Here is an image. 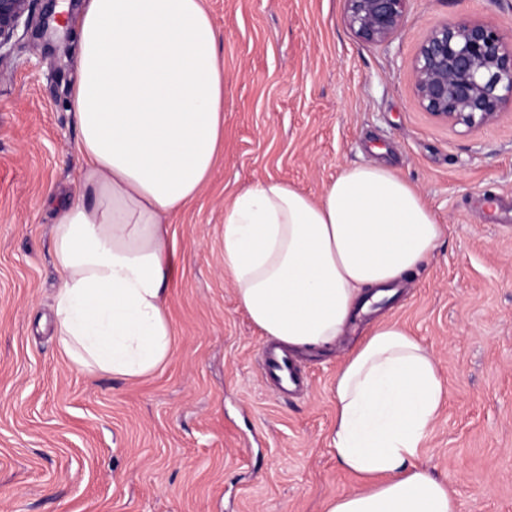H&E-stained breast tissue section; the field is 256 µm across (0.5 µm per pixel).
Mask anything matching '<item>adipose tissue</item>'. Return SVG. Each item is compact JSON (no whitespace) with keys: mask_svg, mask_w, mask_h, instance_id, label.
<instances>
[{"mask_svg":"<svg viewBox=\"0 0 512 512\" xmlns=\"http://www.w3.org/2000/svg\"><path fill=\"white\" fill-rule=\"evenodd\" d=\"M70 105L83 159L56 206L58 343L78 370L126 378L169 358L174 271L168 229L196 198L224 140V70L202 0H82ZM444 230L419 190L379 162L348 166L314 198L273 179L224 211V267L240 307L293 353L333 346L366 296L382 297L434 252ZM332 443L367 489L323 512H458L415 463L443 384L406 329L381 323L336 375Z\"/></svg>","mask_w":512,"mask_h":512,"instance_id":"1","label":"adipose tissue"}]
</instances>
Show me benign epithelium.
I'll return each instance as SVG.
<instances>
[{
    "label": "benign epithelium",
    "instance_id": "7a95c632",
    "mask_svg": "<svg viewBox=\"0 0 512 512\" xmlns=\"http://www.w3.org/2000/svg\"><path fill=\"white\" fill-rule=\"evenodd\" d=\"M33 0H0V64L18 30L33 19ZM409 0H344L349 26L373 44L399 31ZM415 94L433 117L472 132L512 107V33L464 15L433 27L414 58Z\"/></svg>",
    "mask_w": 512,
    "mask_h": 512
}]
</instances>
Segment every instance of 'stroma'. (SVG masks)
Returning <instances> with one entry per match:
<instances>
[{"label":"stroma","mask_w":512,"mask_h":512,"mask_svg":"<svg viewBox=\"0 0 512 512\" xmlns=\"http://www.w3.org/2000/svg\"><path fill=\"white\" fill-rule=\"evenodd\" d=\"M224 66V148L168 227L175 348L155 374L73 369L54 333L50 196L82 159L70 95L78 34L53 0L0 71V512H323L339 466L333 384L373 325L409 330L444 383L416 465L458 512H512V109L468 133L418 103L413 58L457 14L512 29V0H409L388 44L343 0H203ZM393 166L445 226L398 295L336 348L297 356L301 392L262 373L267 339L224 268V209L272 178L319 197L342 168Z\"/></svg>","instance_id":"35a3bbf8"}]
</instances>
